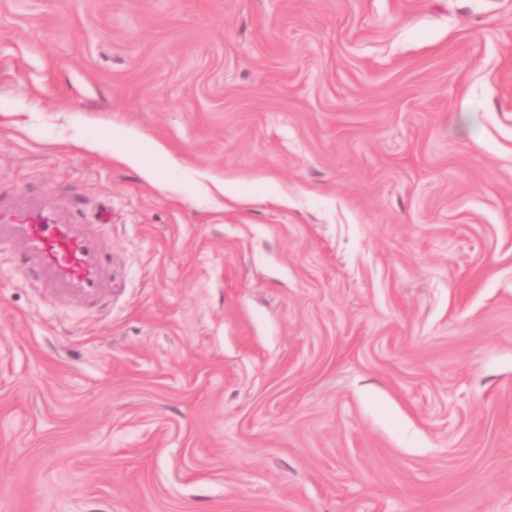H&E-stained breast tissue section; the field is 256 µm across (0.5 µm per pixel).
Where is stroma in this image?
I'll return each instance as SVG.
<instances>
[{"mask_svg": "<svg viewBox=\"0 0 512 512\" xmlns=\"http://www.w3.org/2000/svg\"><path fill=\"white\" fill-rule=\"evenodd\" d=\"M43 201L112 293L0 244V512H512V0H0ZM105 142L112 144V157L122 163L137 167L147 180L156 179L153 169L146 166L141 158L144 147L151 149L155 154L166 158L168 170L177 173L181 170V164L171 157L163 145L151 141L146 136L128 131L121 127H112L103 136Z\"/></svg>", "mask_w": 512, "mask_h": 512, "instance_id": "1", "label": "stroma"}]
</instances>
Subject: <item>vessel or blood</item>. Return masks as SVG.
Wrapping results in <instances>:
<instances>
[{
    "instance_id": "b4317fda",
    "label": "vessel or blood",
    "mask_w": 512,
    "mask_h": 512,
    "mask_svg": "<svg viewBox=\"0 0 512 512\" xmlns=\"http://www.w3.org/2000/svg\"><path fill=\"white\" fill-rule=\"evenodd\" d=\"M21 243L19 265L39 282L94 303L110 291L111 265L99 240L76 220L50 208H0V242Z\"/></svg>"
}]
</instances>
